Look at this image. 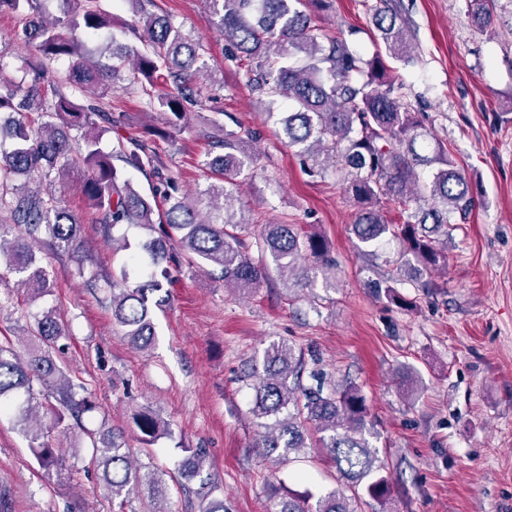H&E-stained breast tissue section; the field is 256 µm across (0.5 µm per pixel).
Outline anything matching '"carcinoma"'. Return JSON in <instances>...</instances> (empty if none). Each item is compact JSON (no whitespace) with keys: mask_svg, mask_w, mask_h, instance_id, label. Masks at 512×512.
<instances>
[{"mask_svg":"<svg viewBox=\"0 0 512 512\" xmlns=\"http://www.w3.org/2000/svg\"><path fill=\"white\" fill-rule=\"evenodd\" d=\"M325 11L333 0H207L218 17L230 56L250 63L254 90L268 101L282 99V141L305 162L322 170L344 172V191L356 205L351 224L354 246L364 256L375 254L390 237L400 250L389 259L395 272L372 282L379 295L403 307L413 302L398 291L400 275L427 287L423 278L448 265V250L457 225L476 207L469 181L458 169L454 154L442 142L423 154L418 141L428 135L423 114L402 100L401 87L377 54L361 56L344 33L328 36L312 25L302 9L305 2ZM132 14L130 30L141 47L130 46L94 59L86 38L111 28L112 15L100 0H57L59 16L44 18L43 0H0V13H20L18 38L36 44L25 60L29 81L23 87L0 81V263L20 276L21 286L45 296L53 280L37 253L48 246L58 254L74 255L85 248L81 221L61 204L50 188L72 169L85 168L84 196L92 223L99 225L112 249L127 247L110 236L123 224L157 227L158 236L142 244L154 262L179 250L198 266L242 291L256 289L276 270L298 299L317 281L336 287L337 261L320 235H302L293 224L263 226L258 257L249 255L235 229L243 223L231 211L232 187L253 164L254 129H229L211 122L205 169L215 180L203 196L176 194L171 177L163 173L154 148L143 139L102 147L112 130V109L104 99L114 81L129 72L125 90L146 97L148 108L159 104L166 123L175 128L195 109L212 80L199 53L200 38L184 32L167 14L150 13L153 0H121ZM494 0H469V17L479 28L494 25ZM388 55L405 64L415 59L409 38V17L400 0H385L372 18ZM67 62L61 73L57 63ZM120 161L157 178L155 195L144 196L122 178ZM395 202L403 216L389 224L382 204ZM168 270L153 273L133 287L126 274L93 282L104 292L112 323L139 351L151 349L154 317L170 302ZM68 329L52 307L27 326V350L22 355L10 341L0 342V415L28 440L37 465L48 474L68 473L60 449L51 444L52 431L76 433L90 448V462L102 471L112 500L126 501L132 492L148 500L151 512H166L165 482L160 474L140 467L131 458L123 433L89 430L85 413L96 408L85 383L74 381L56 358ZM319 359L306 360L283 342H270L261 358L253 359L243 378L251 381L250 413L262 431L254 440L258 454L285 465L306 457L316 447L330 457L340 487L314 495L286 491L273 499L274 512H360L365 498L390 512L392 481L388 464L370 442L367 407L360 388L339 386L320 378ZM317 380L303 384L304 373ZM132 423L139 440L154 446L168 435V425L148 409L135 412ZM178 476L182 488L197 479L200 512H227L224 493L205 473V451L184 449Z\"/></svg>","mask_w":512,"mask_h":512,"instance_id":"carcinoma-1","label":"carcinoma"}]
</instances>
